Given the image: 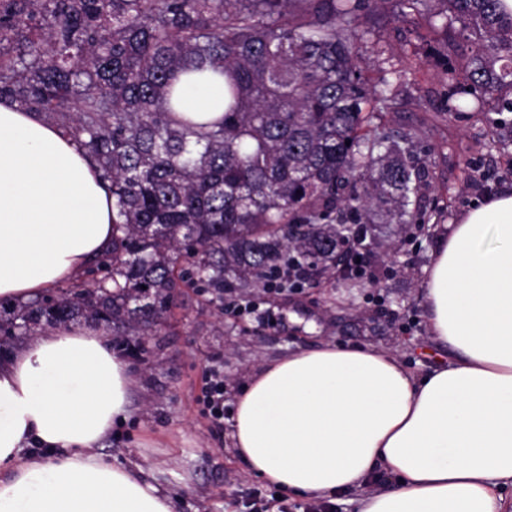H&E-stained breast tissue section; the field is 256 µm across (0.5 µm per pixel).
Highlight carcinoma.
<instances>
[{"mask_svg": "<svg viewBox=\"0 0 512 512\" xmlns=\"http://www.w3.org/2000/svg\"><path fill=\"white\" fill-rule=\"evenodd\" d=\"M393 0H0V98L66 129L112 182V249L69 288L4 310L0 331L82 318L124 336L160 323L190 277L284 288L340 265L379 224H423L409 133L363 78L369 14ZM465 37L448 111L512 112V11L500 0H398ZM224 78V112H187L183 74ZM462 74L465 84L458 82ZM350 144H345V141Z\"/></svg>", "mask_w": 512, "mask_h": 512, "instance_id": "cac0c4a2", "label": "carcinoma"}]
</instances>
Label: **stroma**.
I'll return each mask as SVG.
<instances>
[{"label":"stroma","mask_w":512,"mask_h":512,"mask_svg":"<svg viewBox=\"0 0 512 512\" xmlns=\"http://www.w3.org/2000/svg\"><path fill=\"white\" fill-rule=\"evenodd\" d=\"M468 45L441 48L424 17L391 7L373 17L361 46L370 84L388 80L397 95L385 122L419 137L426 171L424 231L408 236L386 224L361 246L364 277L310 279L297 289L235 292L223 299L180 289L166 320L145 340L141 357L129 358L139 378L135 412L103 444L108 459L154 472L169 492L172 512H264L273 501L306 512L308 499L282 492L248 471L236 456L232 426L236 397L266 362L331 342L344 348L394 351L419 373L447 361L430 340L423 283L440 237L450 224L494 193L512 189V149L495 143L498 103L481 112L448 115L444 67ZM406 71L397 81V71ZM258 310L243 312L244 301ZM224 381V422L215 424L202 402L213 378ZM194 483L183 489L180 475Z\"/></svg>","instance_id":"1"}]
</instances>
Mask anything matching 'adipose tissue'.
Returning a JSON list of instances; mask_svg holds the SVG:
<instances>
[{
    "label": "adipose tissue",
    "instance_id": "1",
    "mask_svg": "<svg viewBox=\"0 0 512 512\" xmlns=\"http://www.w3.org/2000/svg\"><path fill=\"white\" fill-rule=\"evenodd\" d=\"M112 245V187L66 130L0 100V301L81 278ZM447 363L325 344L268 361L237 396L249 471L357 512H512V191L450 225L424 284ZM136 379L91 328L0 362V512H172L144 470L100 452Z\"/></svg>",
    "mask_w": 512,
    "mask_h": 512
}]
</instances>
